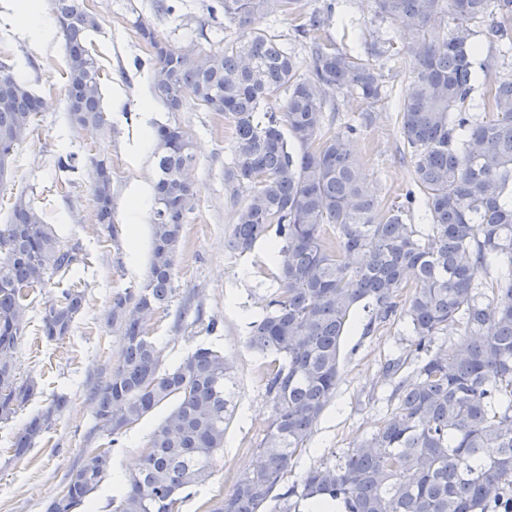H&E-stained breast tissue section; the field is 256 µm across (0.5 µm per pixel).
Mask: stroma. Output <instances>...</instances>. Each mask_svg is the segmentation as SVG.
<instances>
[{
  "mask_svg": "<svg viewBox=\"0 0 512 512\" xmlns=\"http://www.w3.org/2000/svg\"><path fill=\"white\" fill-rule=\"evenodd\" d=\"M215 2L85 0L99 24L89 37V47L100 68L106 118L105 127L90 136L68 122L62 94L66 49L60 35L31 43L0 27V58L9 57L14 73L48 103L16 148L10 177L0 184V224L7 223L14 197L26 193L47 223L53 224L60 241L78 246L82 256L81 262L56 273L29 298L28 328L15 350V372L23 379H37L43 393L12 420L0 423V512H44L62 494L72 469L105 448L111 451L112 475L92 494L91 503L94 512H113L119 480L132 471L149 435L171 410L167 404L156 408L113 445L97 431L93 410V388L109 377L122 350L120 337L107 322L112 296L141 283L150 258L152 215L132 211L131 192L151 185L154 172L153 153L138 148L141 102L145 80L151 74L152 52L131 22L143 14L153 18L159 36L171 43L215 50L236 35L234 25L210 17L208 8ZM330 3L335 11L329 36L339 49L376 66L384 94L379 104L369 108L357 96L336 93L325 109L326 129L334 133L355 127L354 157L378 198L380 211L407 207L408 223L428 232L421 201L406 199L414 183L411 158L400 135L399 108L410 70L392 55L402 43V23L377 18L373 0H297L293 12L266 17L258 26L288 46L300 73L306 74L311 69V53L294 33L293 14ZM384 40L389 41L391 54L371 55V44ZM494 52L493 46L483 44L474 60L478 74L474 100L483 99L501 77L512 75V56L498 58ZM151 123L177 125L190 136L197 159V204L183 230L174 298L157 314L150 334L163 352L165 367L179 364L199 347L223 352L232 367L236 408L225 425L224 451L211 477L187 489L181 505V512H213L234 479L249 472L271 414L265 376L272 359L251 349L246 340L278 287L277 271L267 257L268 241L257 242L244 254L228 246L234 213L250 198L254 186L245 181L230 184L225 179L232 153L223 115L191 101L180 111L170 112L157 101ZM65 151L109 161L113 229L96 221L90 167L58 170L57 158ZM72 286L84 290V307L68 337L46 340L41 332L45 305ZM413 341L407 319L373 323L367 313L357 312L341 344L336 392L305 448L297 452L284 484H291L310 467L337 463L377 429L395 407L393 393L398 383L397 377L384 376V368L399 358L405 362L402 374L410 375L421 358ZM58 393L68 397L61 417L26 456L13 458L9 445L14 434Z\"/></svg>",
  "mask_w": 512,
  "mask_h": 512,
  "instance_id": "stroma-1",
  "label": "stroma"
}]
</instances>
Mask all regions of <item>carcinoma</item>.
<instances>
[{"instance_id":"obj_1","label":"carcinoma","mask_w":512,"mask_h":512,"mask_svg":"<svg viewBox=\"0 0 512 512\" xmlns=\"http://www.w3.org/2000/svg\"><path fill=\"white\" fill-rule=\"evenodd\" d=\"M296 0H219L238 35L216 51L182 54L158 38L152 18L133 22L153 49L151 92L170 112L191 98L233 125V165L226 180L255 192L236 213L229 246L245 253L275 232L279 288L269 311L252 325L249 345L274 356L267 376L271 414L252 471L238 477L215 512H300L314 498L341 512H512V78L497 81L474 113L476 30L512 53V0H375L381 19L400 18L404 55L412 63L401 103L400 130L413 159V180L430 220L428 233L391 209L380 218L376 197L351 150L352 131L327 135L324 110L338 91L368 106L382 98V75L340 50L326 35L333 5L302 17L295 33L313 64L299 74L288 47L258 20L290 10ZM66 47L64 95L70 123H104L101 81L87 48L97 26L84 0H53ZM448 17V31L435 21ZM0 62V184L15 148L27 137L42 98ZM287 97L270 109L280 92ZM156 147L151 255L144 282L112 296L109 320L122 354L95 387L97 430L118 437L158 406L175 402L153 431L137 468L120 484L115 512H179L180 493L204 483L224 448L233 413L231 368L218 351L198 348L171 369L149 326L175 288L183 224L195 209L192 142L180 127L161 125ZM93 167L97 222L112 226V174L106 160L64 153L60 171ZM54 227L17 195L0 224V422L42 394L19 378L13 352L26 335L30 292L78 261ZM498 300L489 298V295ZM84 291L67 288L49 301L42 333L60 341L71 332ZM369 323L401 313L415 347L425 353L395 390L397 404L369 438L339 465L304 472L275 488L329 405L340 371V343L357 309ZM457 324L466 336L451 349L433 339ZM57 394L30 416L11 444L27 455L60 418ZM103 449L70 472L63 495L45 512H77L109 475Z\"/></svg>"}]
</instances>
